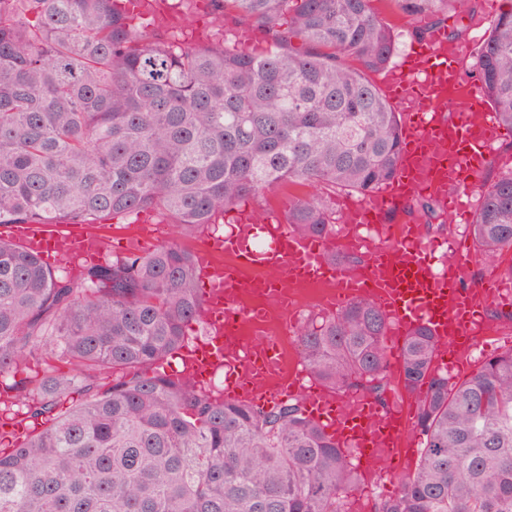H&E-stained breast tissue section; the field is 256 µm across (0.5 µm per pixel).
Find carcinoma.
Returning a JSON list of instances; mask_svg holds the SVG:
<instances>
[{
	"label": "carcinoma",
	"instance_id": "obj_1",
	"mask_svg": "<svg viewBox=\"0 0 512 512\" xmlns=\"http://www.w3.org/2000/svg\"><path fill=\"white\" fill-rule=\"evenodd\" d=\"M116 0H0V224H101L154 211L178 237L284 183L363 196L399 160V113L369 74L396 35L374 0H210L269 48L145 39ZM471 0H394L448 19ZM475 77L512 128V9L481 42ZM433 218L437 205L408 207ZM299 234L336 231L325 205L288 206ZM469 232L483 256L512 251V170L481 186ZM198 271L173 240L74 277L0 236V375L32 432L0 450V512H345L354 461L299 399L270 410L217 400L157 371L199 319ZM383 312L369 299L297 332L312 377L335 390L387 387ZM436 338L405 339L414 469L374 512H512V348L450 381ZM74 365L80 372L61 370Z\"/></svg>",
	"mask_w": 512,
	"mask_h": 512
}]
</instances>
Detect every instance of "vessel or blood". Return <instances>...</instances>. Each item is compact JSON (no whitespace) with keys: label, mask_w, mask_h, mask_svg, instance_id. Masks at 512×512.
<instances>
[{"label":"vessel or blood","mask_w":512,"mask_h":512,"mask_svg":"<svg viewBox=\"0 0 512 512\" xmlns=\"http://www.w3.org/2000/svg\"><path fill=\"white\" fill-rule=\"evenodd\" d=\"M465 53L464 46H449L445 28L437 27L387 72V96L402 114L397 170L383 187L341 209L335 234L301 235L280 211L244 207L235 214V230L209 237L194 253L207 336L187 349L185 379L207 392L223 374L225 398L267 409L302 398L306 415L351 451L371 479L395 477L397 447L414 439L409 407L388 409L363 393L328 389L306 370L282 369L279 336L262 324L268 308L280 307L282 334L293 332L301 307L288 291L314 283L328 288L323 308L330 313L358 298L374 300L389 323L390 358L418 325L436 336L441 368L458 344H479L483 316L461 275L471 253L459 240L424 237L403 213L405 202L430 191L469 222L474 183L496 158L500 126L478 86L464 78ZM9 235L57 265L97 263L112 252L110 239L83 226L13 224ZM350 254L361 256L359 268L347 262ZM246 268L270 277L250 282L242 275Z\"/></svg>","instance_id":"1"}]
</instances>
